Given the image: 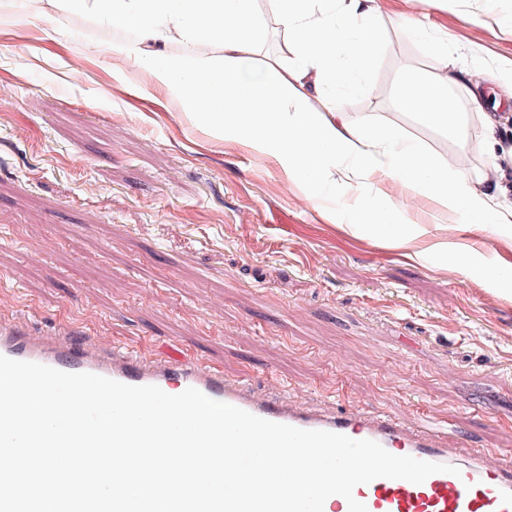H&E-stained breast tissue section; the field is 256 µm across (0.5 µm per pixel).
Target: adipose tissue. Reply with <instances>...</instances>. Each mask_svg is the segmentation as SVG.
Here are the masks:
<instances>
[{
	"label": "adipose tissue",
	"mask_w": 512,
	"mask_h": 512,
	"mask_svg": "<svg viewBox=\"0 0 512 512\" xmlns=\"http://www.w3.org/2000/svg\"><path fill=\"white\" fill-rule=\"evenodd\" d=\"M256 0H47L53 11L78 12L100 25H120L125 37L96 43L94 55L134 66L117 72L130 90L147 82L161 89L214 137L270 158L288 183L321 177L343 188L379 174L403 194L430 198L431 217L457 214L465 228L501 227L512 247V206L496 201L498 164L471 175L461 160L424 151L392 125L352 122L343 110L348 95L374 93L367 79L376 62L383 0H325L320 11L307 0H267L301 62L286 67L275 58L257 61L256 39L263 22ZM175 44L179 53H168ZM455 48L441 42L442 70L417 82L403 102L423 123L465 141L468 115L449 95V85H464L468 72L453 66ZM330 90L321 107L313 93ZM349 226L394 237L401 248L433 252L448 266L461 253L444 240H427L426 223L396 219L385 202L358 200L350 206Z\"/></svg>",
	"instance_id": "ef3b65f1"
}]
</instances>
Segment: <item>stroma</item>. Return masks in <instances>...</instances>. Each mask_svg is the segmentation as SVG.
<instances>
[{
	"label": "stroma",
	"mask_w": 512,
	"mask_h": 512,
	"mask_svg": "<svg viewBox=\"0 0 512 512\" xmlns=\"http://www.w3.org/2000/svg\"><path fill=\"white\" fill-rule=\"evenodd\" d=\"M429 15L412 38L382 22L374 96L351 97L356 122L392 123L426 151L488 161L480 115L456 144L400 103L398 80L440 63L441 39L480 71L476 91L496 112L502 201L512 204V110L490 69L512 61V0H393ZM259 56L296 65L298 47L266 14ZM123 29L81 14H43L40 0L0 29V320L70 332L145 357L179 349L268 389L270 381L333 410L426 416L451 442L498 456L512 448V252L497 228L448 236L473 252L504 255L496 287L433 258L410 261L387 239L323 223L348 219L364 180L311 198L278 167L213 139L182 113L112 77L118 63L90 58Z\"/></svg>",
	"instance_id": "obj_1"
}]
</instances>
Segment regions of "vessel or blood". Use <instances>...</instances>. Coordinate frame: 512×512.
<instances>
[{"label": "vessel or blood", "instance_id": "1", "mask_svg": "<svg viewBox=\"0 0 512 512\" xmlns=\"http://www.w3.org/2000/svg\"><path fill=\"white\" fill-rule=\"evenodd\" d=\"M0 355L67 372L93 373L129 385H155L170 394L192 387L272 422L369 439L395 455L448 465V472L433 474L421 484L378 478L356 486L353 494L368 512H512V466L494 464L480 451L459 458L428 421L415 426L383 414L369 417L307 408L284 395L271 398L257 393L244 381L226 380L207 363L186 361L175 352L148 359L68 337L37 336L2 320Z\"/></svg>", "mask_w": 512, "mask_h": 512}]
</instances>
